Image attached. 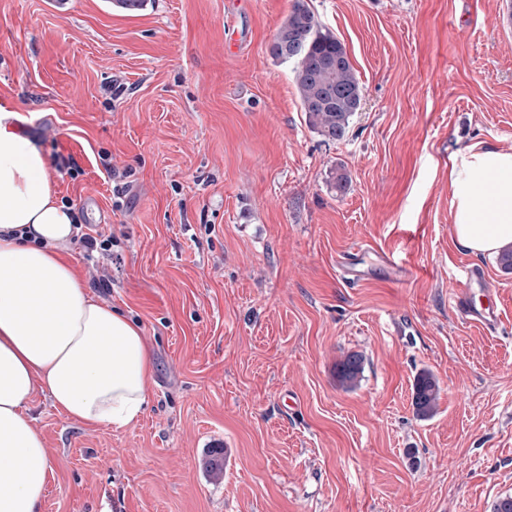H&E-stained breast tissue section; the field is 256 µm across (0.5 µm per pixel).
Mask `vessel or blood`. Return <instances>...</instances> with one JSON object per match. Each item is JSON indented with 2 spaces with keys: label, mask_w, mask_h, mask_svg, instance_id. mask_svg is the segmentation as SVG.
I'll use <instances>...</instances> for the list:
<instances>
[{
  "label": "vessel or blood",
  "mask_w": 512,
  "mask_h": 512,
  "mask_svg": "<svg viewBox=\"0 0 512 512\" xmlns=\"http://www.w3.org/2000/svg\"><path fill=\"white\" fill-rule=\"evenodd\" d=\"M364 259L360 251H352L337 262L340 277L356 286L365 279ZM452 288L449 301L456 316L464 322L493 331L501 322V310L497 298H489L487 304L477 303L475 293L485 288L487 276L482 267L468 262L459 267L451 276Z\"/></svg>",
  "instance_id": "1"
}]
</instances>
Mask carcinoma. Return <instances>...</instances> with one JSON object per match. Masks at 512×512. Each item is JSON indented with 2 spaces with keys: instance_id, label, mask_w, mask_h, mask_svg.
<instances>
[{
  "instance_id": "cac0c4a2",
  "label": "carcinoma",
  "mask_w": 512,
  "mask_h": 512,
  "mask_svg": "<svg viewBox=\"0 0 512 512\" xmlns=\"http://www.w3.org/2000/svg\"><path fill=\"white\" fill-rule=\"evenodd\" d=\"M272 55L295 63V82L308 126L328 142L342 140L361 107L363 89L344 46L320 24L307 0H294L275 34ZM362 370L363 358L356 352L336 364L337 379L346 388L357 385ZM438 396L433 375L419 373L414 382L417 415H431Z\"/></svg>"
}]
</instances>
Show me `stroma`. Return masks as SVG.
I'll return each mask as SVG.
<instances>
[{"instance_id":"obj_1","label":"stroma","mask_w":512,"mask_h":512,"mask_svg":"<svg viewBox=\"0 0 512 512\" xmlns=\"http://www.w3.org/2000/svg\"><path fill=\"white\" fill-rule=\"evenodd\" d=\"M307 2L363 87L335 143L270 53L293 0H0V104L78 223L116 236L73 259L153 362L118 430L34 396L54 470L41 512H492L512 495V272L458 244L448 178L470 146L512 152V22L502 0ZM358 246L404 280L343 283ZM472 260L498 333L452 311ZM363 370V358L356 352L346 354L336 364V376L341 386L353 388L359 382ZM439 396L437 380L429 372L419 373L414 382V406L420 417L430 416L436 408Z\"/></svg>"}]
</instances>
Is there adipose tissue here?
<instances>
[{"mask_svg":"<svg viewBox=\"0 0 512 512\" xmlns=\"http://www.w3.org/2000/svg\"><path fill=\"white\" fill-rule=\"evenodd\" d=\"M16 117L0 105V512H41L53 468L27 413L35 393L70 419L120 429L142 415L153 364L140 328L71 263L76 220ZM449 177L458 243L512 247V152L467 148Z\"/></svg>","mask_w":512,"mask_h":512,"instance_id":"obj_1","label":"adipose tissue"}]
</instances>
